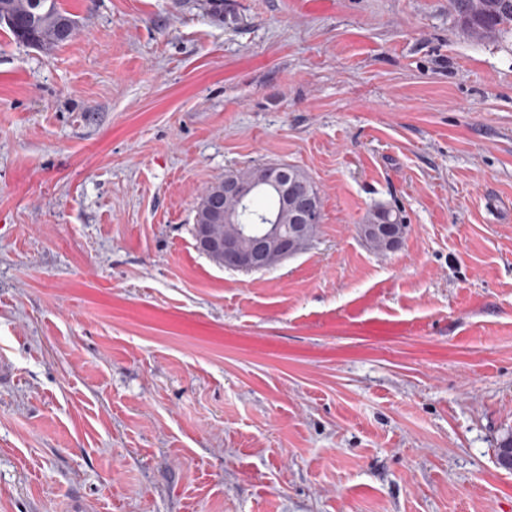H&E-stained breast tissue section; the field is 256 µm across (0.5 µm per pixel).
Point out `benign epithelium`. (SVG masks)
Here are the masks:
<instances>
[{
    "mask_svg": "<svg viewBox=\"0 0 512 512\" xmlns=\"http://www.w3.org/2000/svg\"><path fill=\"white\" fill-rule=\"evenodd\" d=\"M260 192H270L281 205L292 206L288 232H281L280 225L269 219L264 224H241L239 212L226 207L230 199L247 205ZM312 203L309 187L283 167L263 166L260 175L250 181L226 178L224 190L211 197L206 206L209 223L198 225L199 245L205 254L219 257L228 269L244 272L269 269L308 246L307 225L313 223ZM214 223L232 224L235 231L220 238L212 233ZM360 233L364 238L384 239L389 251L399 249L404 238L397 224H363Z\"/></svg>",
    "mask_w": 512,
    "mask_h": 512,
    "instance_id": "benign-epithelium-1",
    "label": "benign epithelium"
}]
</instances>
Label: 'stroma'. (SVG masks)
I'll list each match as a JSON object with an SVG mask.
<instances>
[{"label": "stroma", "mask_w": 512, "mask_h": 512, "mask_svg": "<svg viewBox=\"0 0 512 512\" xmlns=\"http://www.w3.org/2000/svg\"><path fill=\"white\" fill-rule=\"evenodd\" d=\"M61 3L53 51L0 30V512H512V34L450 0ZM263 164L318 233L226 269L197 207ZM400 224H403V218L399 209L378 208L368 217L366 224L360 227V233L363 238L380 237L383 238L387 251H396L403 242L405 234L400 231Z\"/></svg>", "instance_id": "obj_1"}]
</instances>
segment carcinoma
Wrapping results in <instances>:
<instances>
[{
	"label": "carcinoma",
	"instance_id": "carcinoma-1",
	"mask_svg": "<svg viewBox=\"0 0 512 512\" xmlns=\"http://www.w3.org/2000/svg\"><path fill=\"white\" fill-rule=\"evenodd\" d=\"M452 6L465 30L476 38L512 33V0H452ZM0 27L27 47L51 51L70 41L77 29L75 16L60 0H0ZM369 224H401L399 209L378 208L367 219Z\"/></svg>",
	"mask_w": 512,
	"mask_h": 512
}]
</instances>
